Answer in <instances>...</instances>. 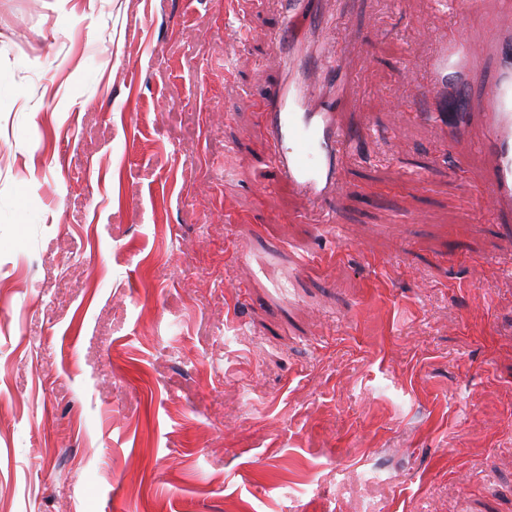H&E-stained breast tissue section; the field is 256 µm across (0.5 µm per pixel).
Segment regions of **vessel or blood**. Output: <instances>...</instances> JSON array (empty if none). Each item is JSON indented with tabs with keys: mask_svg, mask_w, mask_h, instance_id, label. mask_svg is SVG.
<instances>
[{
	"mask_svg": "<svg viewBox=\"0 0 512 512\" xmlns=\"http://www.w3.org/2000/svg\"><path fill=\"white\" fill-rule=\"evenodd\" d=\"M289 37L269 42L271 52L280 56L288 70L286 83L274 87L264 112L265 129L274 147L272 177L292 183L320 207L345 187L343 171L355 133L372 129L370 118L357 126L345 124L336 110V98L346 78L339 75L338 53L326 44L323 31L306 24L311 0H294ZM474 50L456 39L439 42L428 60L426 87L438 100L435 112H417V121L443 126L449 140L469 131V115L447 113L448 71H470ZM497 69L483 97L481 120L485 135L480 151L491 158L484 177L486 207L500 214H512V52L500 48Z\"/></svg>",
	"mask_w": 512,
	"mask_h": 512,
	"instance_id": "b4317fda",
	"label": "vessel or blood"
}]
</instances>
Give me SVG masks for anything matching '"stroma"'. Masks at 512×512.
<instances>
[{"mask_svg":"<svg viewBox=\"0 0 512 512\" xmlns=\"http://www.w3.org/2000/svg\"><path fill=\"white\" fill-rule=\"evenodd\" d=\"M282 8L0 0V512H512V241L408 119L512 0H315L382 129L332 224L268 167Z\"/></svg>","mask_w":512,"mask_h":512,"instance_id":"stroma-1","label":"stroma"}]
</instances>
